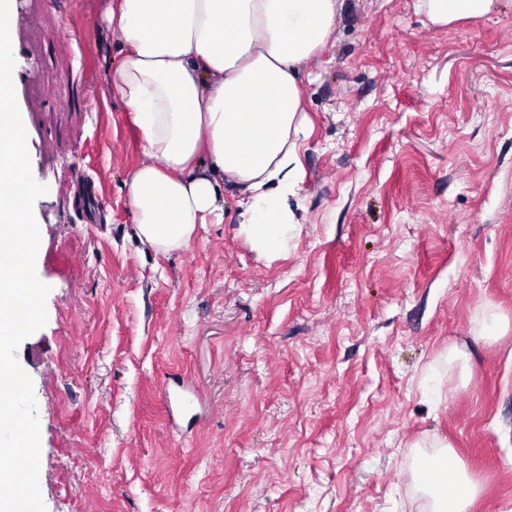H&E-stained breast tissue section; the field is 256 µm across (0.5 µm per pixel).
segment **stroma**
Returning <instances> with one entry per match:
<instances>
[{"label":"stroma","instance_id":"35a3bbf8","mask_svg":"<svg viewBox=\"0 0 512 512\" xmlns=\"http://www.w3.org/2000/svg\"><path fill=\"white\" fill-rule=\"evenodd\" d=\"M34 2L42 50L13 57L51 90L27 139L50 291L18 360L47 512H418L414 446L437 440L472 512H512V0L445 28L345 0L271 261L229 192L189 248L139 243L108 0Z\"/></svg>","mask_w":512,"mask_h":512}]
</instances>
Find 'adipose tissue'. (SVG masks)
<instances>
[{
    "label": "adipose tissue",
    "instance_id": "obj_1",
    "mask_svg": "<svg viewBox=\"0 0 512 512\" xmlns=\"http://www.w3.org/2000/svg\"><path fill=\"white\" fill-rule=\"evenodd\" d=\"M343 0H110L125 55L108 81L145 158L128 182L141 243L189 247L198 225L241 196L239 230L265 258L300 222V149L311 134L300 74L318 60ZM494 0H417L432 25L489 13ZM427 512H471L476 487L438 456L414 472Z\"/></svg>",
    "mask_w": 512,
    "mask_h": 512
}]
</instances>
